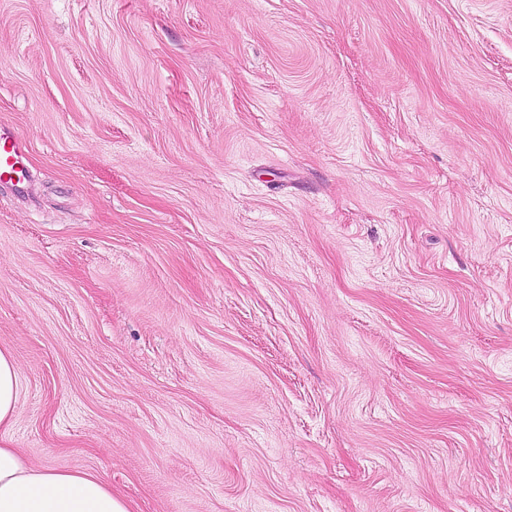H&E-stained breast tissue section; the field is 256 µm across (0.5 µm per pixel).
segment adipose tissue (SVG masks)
<instances>
[{"instance_id":"adipose-tissue-1","label":"adipose tissue","mask_w":512,"mask_h":512,"mask_svg":"<svg viewBox=\"0 0 512 512\" xmlns=\"http://www.w3.org/2000/svg\"><path fill=\"white\" fill-rule=\"evenodd\" d=\"M22 377L8 347L0 345V512H132L99 476L32 467L13 448Z\"/></svg>"}]
</instances>
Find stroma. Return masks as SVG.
<instances>
[{
    "instance_id": "1",
    "label": "stroma",
    "mask_w": 512,
    "mask_h": 512,
    "mask_svg": "<svg viewBox=\"0 0 512 512\" xmlns=\"http://www.w3.org/2000/svg\"><path fill=\"white\" fill-rule=\"evenodd\" d=\"M0 126L28 464L512 512V0H0ZM28 141L18 133H0V182H10L19 193L27 190V170L24 164Z\"/></svg>"
}]
</instances>
